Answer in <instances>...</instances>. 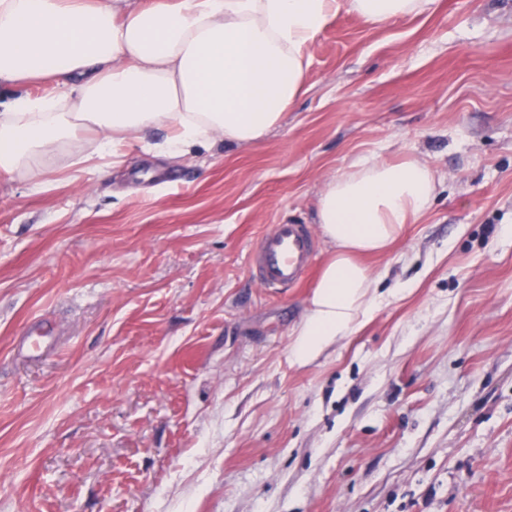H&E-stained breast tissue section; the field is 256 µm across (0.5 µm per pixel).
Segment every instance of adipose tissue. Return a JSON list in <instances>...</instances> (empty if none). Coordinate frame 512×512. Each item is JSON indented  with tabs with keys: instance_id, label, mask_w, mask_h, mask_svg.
Segmentation results:
<instances>
[{
	"instance_id": "adipose-tissue-1",
	"label": "adipose tissue",
	"mask_w": 512,
	"mask_h": 512,
	"mask_svg": "<svg viewBox=\"0 0 512 512\" xmlns=\"http://www.w3.org/2000/svg\"><path fill=\"white\" fill-rule=\"evenodd\" d=\"M432 0H0V84L52 86L0 110V179L60 155L91 163L164 126L173 155L202 141L253 143L303 92L307 50L328 17L366 24L419 14ZM426 163L365 161L332 176L317 222L331 246L294 331L291 364L309 365L364 326L376 305L364 257L382 255L431 207Z\"/></svg>"
}]
</instances>
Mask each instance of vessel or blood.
<instances>
[{
	"instance_id": "1",
	"label": "vessel or blood",
	"mask_w": 512,
	"mask_h": 512,
	"mask_svg": "<svg viewBox=\"0 0 512 512\" xmlns=\"http://www.w3.org/2000/svg\"><path fill=\"white\" fill-rule=\"evenodd\" d=\"M314 252L315 239L308 225L276 224L259 242L251 258V273L262 287L293 288L308 274Z\"/></svg>"
}]
</instances>
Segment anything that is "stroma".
<instances>
[{
	"instance_id": "stroma-1",
	"label": "stroma",
	"mask_w": 512,
	"mask_h": 512,
	"mask_svg": "<svg viewBox=\"0 0 512 512\" xmlns=\"http://www.w3.org/2000/svg\"><path fill=\"white\" fill-rule=\"evenodd\" d=\"M308 54L258 142L0 182V512H512V0L343 10ZM408 159L441 183L371 320L290 365L329 246L285 291L252 250Z\"/></svg>"
}]
</instances>
